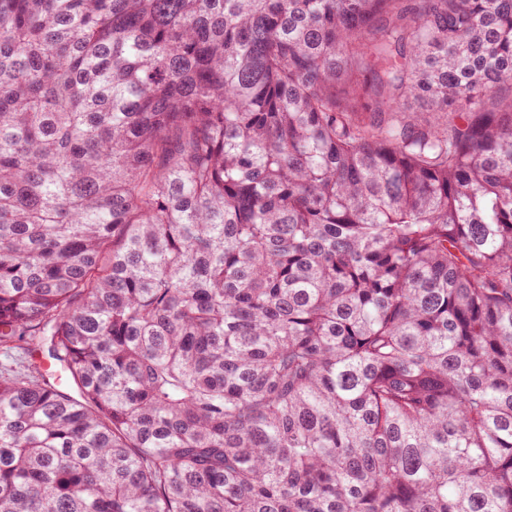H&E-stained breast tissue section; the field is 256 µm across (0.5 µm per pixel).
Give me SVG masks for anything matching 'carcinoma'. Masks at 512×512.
I'll list each match as a JSON object with an SVG mask.
<instances>
[{"mask_svg": "<svg viewBox=\"0 0 512 512\" xmlns=\"http://www.w3.org/2000/svg\"><path fill=\"white\" fill-rule=\"evenodd\" d=\"M0 348V512H512V0H0Z\"/></svg>", "mask_w": 512, "mask_h": 512, "instance_id": "1", "label": "carcinoma"}]
</instances>
